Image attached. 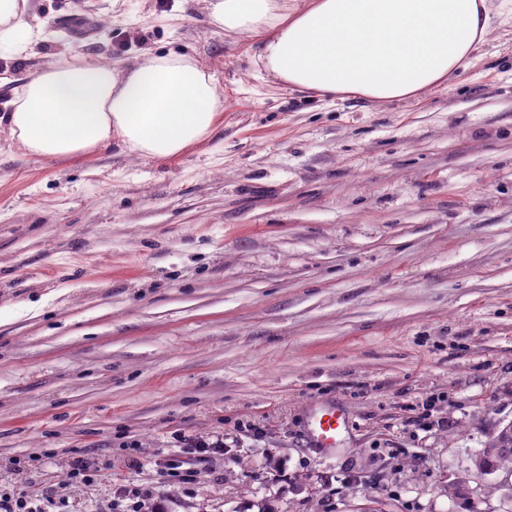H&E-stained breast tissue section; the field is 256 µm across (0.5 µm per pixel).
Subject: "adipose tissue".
Listing matches in <instances>:
<instances>
[{"label": "adipose tissue", "instance_id": "adipose-tissue-1", "mask_svg": "<svg viewBox=\"0 0 512 512\" xmlns=\"http://www.w3.org/2000/svg\"><path fill=\"white\" fill-rule=\"evenodd\" d=\"M210 23L258 33L268 78L293 90L381 102L443 85L490 34L512 22V0H205ZM28 0H0V47L23 55L46 37L24 21ZM223 107L213 74L186 53L149 54L130 67L63 58L34 72L0 115L26 155L55 159L119 142L167 160L210 134Z\"/></svg>", "mask_w": 512, "mask_h": 512}]
</instances>
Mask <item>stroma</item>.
Listing matches in <instances>:
<instances>
[{
    "label": "stroma",
    "mask_w": 512,
    "mask_h": 512,
    "mask_svg": "<svg viewBox=\"0 0 512 512\" xmlns=\"http://www.w3.org/2000/svg\"><path fill=\"white\" fill-rule=\"evenodd\" d=\"M25 20L46 38L0 52V113L51 61L148 51L191 54L224 107L167 162L0 133V490L53 488V512L130 488L157 512H512V467L474 466L512 421V27L387 103L260 78L257 37L203 0H30ZM322 403L349 419L330 458L307 437ZM213 435L221 454L182 446Z\"/></svg>",
    "instance_id": "35a3bbf8"
}]
</instances>
